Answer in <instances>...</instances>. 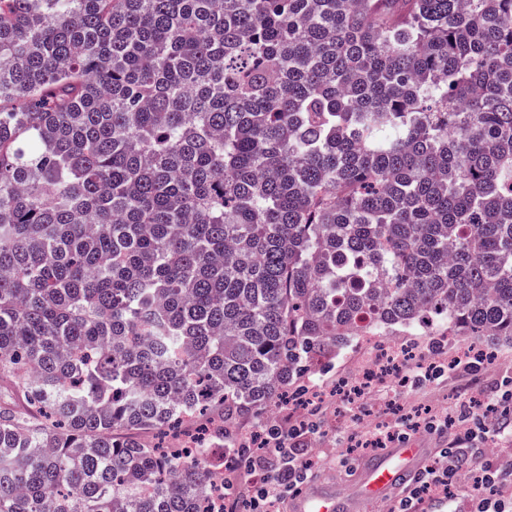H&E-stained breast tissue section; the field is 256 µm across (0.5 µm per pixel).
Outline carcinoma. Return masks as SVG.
<instances>
[{"mask_svg": "<svg viewBox=\"0 0 512 512\" xmlns=\"http://www.w3.org/2000/svg\"><path fill=\"white\" fill-rule=\"evenodd\" d=\"M436 323L512 339V0H0V512H224L121 433Z\"/></svg>", "mask_w": 512, "mask_h": 512, "instance_id": "cac0c4a2", "label": "carcinoma"}]
</instances>
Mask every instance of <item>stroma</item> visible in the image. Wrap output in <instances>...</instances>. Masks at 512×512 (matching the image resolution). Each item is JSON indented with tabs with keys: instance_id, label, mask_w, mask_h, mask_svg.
Masks as SVG:
<instances>
[{
	"instance_id": "1",
	"label": "stroma",
	"mask_w": 512,
	"mask_h": 512,
	"mask_svg": "<svg viewBox=\"0 0 512 512\" xmlns=\"http://www.w3.org/2000/svg\"><path fill=\"white\" fill-rule=\"evenodd\" d=\"M400 341L412 348L420 360L427 357L432 344H439V360L444 364L440 377L402 386L387 380L365 389L355 401H348L344 391L359 382L369 357L367 345L354 340L296 381V388L302 391L300 402L283 406L276 413L238 416L232 421L233 430L241 436L272 427L287 433L289 454L314 463L310 484L330 482L339 495L348 496L357 490L355 474L342 458L350 447L351 436L359 433L365 419L373 417L395 425L408 413H433L432 427L410 432L408 440L436 449L449 448L460 428L455 417L462 406L482 410L489 403L512 398V343L490 345V364L469 371L447 369L446 362L470 345V338L446 335L444 327L436 326L427 333H403ZM292 413L305 417L310 429L289 436L288 416Z\"/></svg>"
}]
</instances>
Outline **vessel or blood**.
Here are the masks:
<instances>
[{
    "label": "vessel or blood",
    "mask_w": 512,
    "mask_h": 512,
    "mask_svg": "<svg viewBox=\"0 0 512 512\" xmlns=\"http://www.w3.org/2000/svg\"><path fill=\"white\" fill-rule=\"evenodd\" d=\"M432 452L408 442H400L365 460L359 468L360 488L357 494L342 499L334 492L315 489L296 495L289 503L291 512H371L373 506L388 501L409 473L427 465Z\"/></svg>",
    "instance_id": "b4317fda"
}]
</instances>
